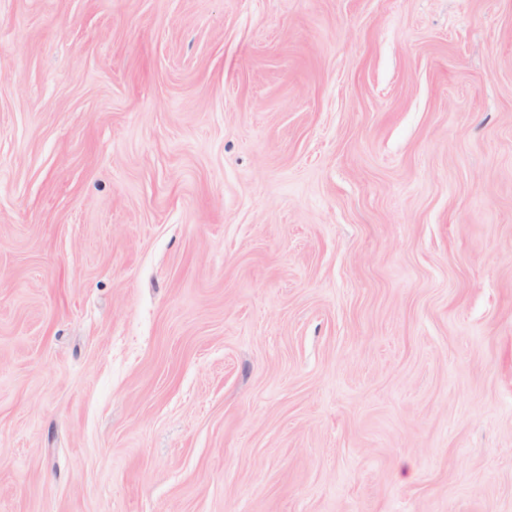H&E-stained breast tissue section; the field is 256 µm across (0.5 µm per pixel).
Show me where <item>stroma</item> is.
<instances>
[{"label": "stroma", "mask_w": 512, "mask_h": 512, "mask_svg": "<svg viewBox=\"0 0 512 512\" xmlns=\"http://www.w3.org/2000/svg\"><path fill=\"white\" fill-rule=\"evenodd\" d=\"M0 512H512V0H0Z\"/></svg>", "instance_id": "1"}]
</instances>
